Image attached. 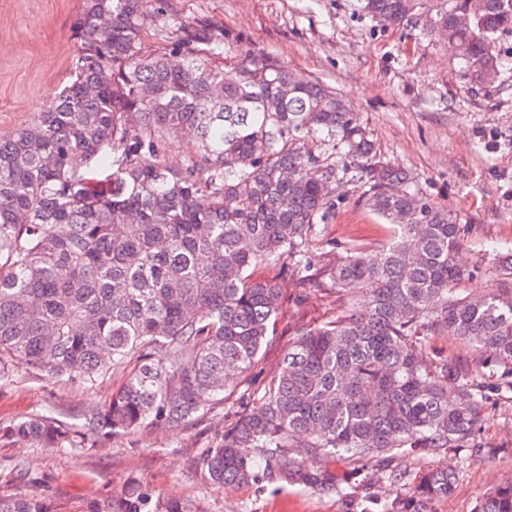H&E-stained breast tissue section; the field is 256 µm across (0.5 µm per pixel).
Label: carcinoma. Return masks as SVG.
I'll return each mask as SVG.
<instances>
[{"instance_id": "carcinoma-1", "label": "carcinoma", "mask_w": 512, "mask_h": 512, "mask_svg": "<svg viewBox=\"0 0 512 512\" xmlns=\"http://www.w3.org/2000/svg\"><path fill=\"white\" fill-rule=\"evenodd\" d=\"M168 0H84L73 23V80L46 108L0 138V356L61 380L125 371L110 401L80 426L46 415L6 432L44 448H83L150 423L185 426L256 362L279 309L257 267L297 257L334 202L328 186L354 169L380 218L399 226L386 249L355 251L330 277L367 306L296 339L257 403L200 462L217 487L263 482L336 489L327 462L440 453L464 446L485 394L468 368L432 366L415 339L446 331L495 353L512 386V290L456 298L459 225L383 160L333 89L265 62L226 66L217 38L163 22ZM371 17L413 31L434 28L476 84L503 66L494 40L512 32V0H363ZM153 32L150 48L144 34ZM183 62L173 66L169 57ZM322 135L341 162L304 141ZM167 136L196 158H163ZM255 448L258 457L242 453ZM306 453L301 460L293 449ZM384 512H433L451 496L456 468L429 470L408 491L402 475ZM186 512L150 504L136 488L117 512ZM0 512H48L36 495L0 498ZM474 512H512V483Z\"/></svg>"}]
</instances>
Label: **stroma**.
I'll use <instances>...</instances> for the list:
<instances>
[{"mask_svg": "<svg viewBox=\"0 0 512 512\" xmlns=\"http://www.w3.org/2000/svg\"><path fill=\"white\" fill-rule=\"evenodd\" d=\"M167 17L177 29L210 22L222 42L221 60L234 65L273 61L301 80L335 89L355 112L382 158L407 170L432 206L448 210L464 243L456 256L465 274L453 286L459 298L512 289L502 261L512 252V33L498 36L506 64L495 83L475 85L437 31L408 32L366 15L359 0H171ZM83 0H0V137L23 126L72 78V23ZM368 187L349 178L335 188V206L313 225L305 243L306 267L292 258L260 269L276 280L279 311L254 368L223 401H206L185 427L162 424L83 448H44L5 435L9 425L43 414L78 424L104 405L123 382L122 371L96 381H51L16 364L0 380V498L34 493L51 512H116L130 485L153 500H176L191 512H380L392 488L379 461L350 455L336 472L356 486L346 509L340 494L298 485L262 483L218 489L204 477L202 449L215 446L240 412L261 395L293 343L298 325H318L342 309L324 270L352 247L379 250L397 228L373 214ZM427 361L475 367L481 356L441 332L418 337ZM486 405L466 447L436 455H396L389 469L415 485L429 469L454 466V494L433 512H473L478 497L512 482V389L498 375L478 378ZM482 455H472V448Z\"/></svg>", "mask_w": 512, "mask_h": 512, "instance_id": "1", "label": "stroma"}]
</instances>
